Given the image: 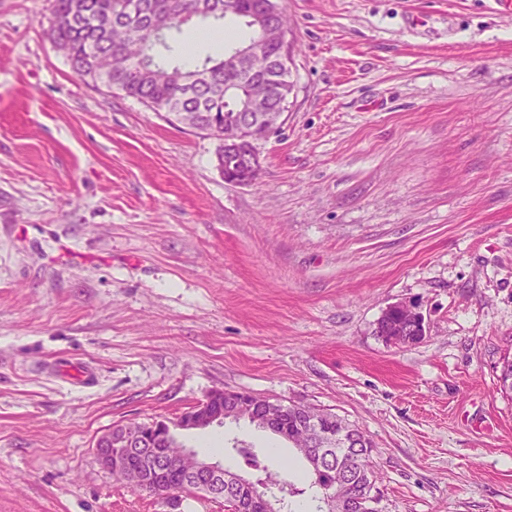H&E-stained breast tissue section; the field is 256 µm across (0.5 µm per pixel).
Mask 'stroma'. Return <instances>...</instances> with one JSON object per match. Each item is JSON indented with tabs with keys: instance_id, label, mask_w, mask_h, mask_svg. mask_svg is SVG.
<instances>
[{
	"instance_id": "1",
	"label": "stroma",
	"mask_w": 512,
	"mask_h": 512,
	"mask_svg": "<svg viewBox=\"0 0 512 512\" xmlns=\"http://www.w3.org/2000/svg\"><path fill=\"white\" fill-rule=\"evenodd\" d=\"M285 121L258 183L216 139L85 85L49 0H0V512H228L94 459L116 423L216 389L325 409L374 444L383 512H512V17L486 0H279ZM186 64L226 17L185 26ZM412 303L426 337L376 333ZM91 366L88 386L65 378ZM245 423L187 443L234 470ZM397 310H402L405 312L411 313L415 317V321L418 323V325L421 327V330L419 331V335L421 336L419 338H416L414 341H412L409 338L404 337H413V336H407L406 333L409 331L410 327L415 324L414 319L411 316H408L405 313L399 312V313H384L380 320L378 321V326L376 329V333L378 336L385 339L386 342L391 343L392 337L397 336H404L393 339V343L396 345H409V344H415L420 342L424 336H426V322L424 315L418 310V308L415 305L406 304V303H397L394 305L389 306L385 312H394ZM407 325V327L403 330V332L399 333L397 336L395 335V331L399 328V325Z\"/></svg>"
}]
</instances>
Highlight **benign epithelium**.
Wrapping results in <instances>:
<instances>
[{"label":"benign epithelium","mask_w":512,"mask_h":512,"mask_svg":"<svg viewBox=\"0 0 512 512\" xmlns=\"http://www.w3.org/2000/svg\"><path fill=\"white\" fill-rule=\"evenodd\" d=\"M286 44V37L280 32H271L265 28V36L250 43L244 55L249 57L254 54L267 52L271 41ZM283 123L281 112H248L238 117L235 126L229 130L224 127L213 126V138L219 141L221 147L217 154V168L224 172V159L238 155L243 158L246 172L240 178H225V181L234 185H250L255 182V176L262 170L260 157L254 149V142L267 138L275 133ZM402 310L411 313L415 321L421 327L419 338L411 340L406 337V332H401V337L393 339L396 345H409L412 342H420V338L426 336V322L424 315L418 308L411 304L397 303L387 308L394 312ZM237 403L242 406H250V410L258 416V419L267 427L274 425L276 415L272 410L274 401L268 398H253V395L244 391L215 390L208 394L196 407L182 413L177 418H155L149 422H129L119 425L117 434L107 431L101 435L95 444V458L104 468L121 475H126L130 469V456L137 454L143 448L160 457L172 459L173 467L155 468L156 476L144 487L150 488L158 485L159 476L172 470L187 480L194 481L205 490L221 488V480L224 479V465L219 461H213L200 456L194 449L187 448L179 440V435L206 428L212 424H224V403ZM114 448H126L128 452L122 455L112 454ZM245 490L253 498L254 502L262 507L263 512H275V506L270 500L262 496L253 485V481L247 477L236 480L233 491Z\"/></svg>","instance_id":"benign-epithelium-1"}]
</instances>
